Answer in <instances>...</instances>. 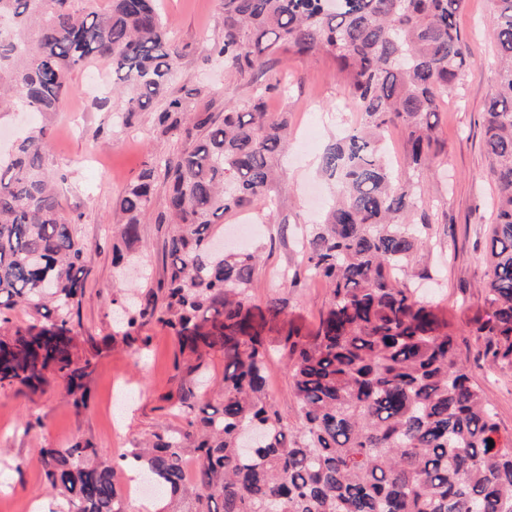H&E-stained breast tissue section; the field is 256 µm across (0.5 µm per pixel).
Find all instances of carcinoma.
I'll list each match as a JSON object with an SVG mask.
<instances>
[{
    "label": "carcinoma",
    "instance_id": "1",
    "mask_svg": "<svg viewBox=\"0 0 512 512\" xmlns=\"http://www.w3.org/2000/svg\"><path fill=\"white\" fill-rule=\"evenodd\" d=\"M465 0H222L224 37L211 55L260 87L251 109L213 110L180 96L169 76L183 57L157 0H0V112L41 118L0 154V389L43 393L65 383L85 406L92 363L73 335L87 245L62 212L47 139L55 112L85 60L112 61L125 120L153 105L157 134L175 141L116 200L120 264L140 239L153 198L155 223L171 224L163 297L112 304L124 313L109 337L132 338L147 321L175 336V369L198 376L224 358L221 402L198 406L190 385L171 405L186 425L152 434L131 459L137 479L168 498L160 512H512V436L459 360L448 322L400 279L423 245V228L400 219L416 206L393 188L382 141L400 123L418 169L432 148L439 103L461 85L469 51L456 18ZM490 24L500 69L483 115L487 178L494 184L490 237L492 362L512 367V0H494ZM331 52L359 123L326 148L321 170L336 184L322 222L303 236L306 270L330 289L326 313L302 332L287 302L248 294L257 249L212 251L213 226L266 191L291 126L262 94L281 86L272 56ZM21 310L31 322L12 326ZM289 350L298 424L283 423L266 388L270 334ZM494 446H489L488 440ZM197 460L188 477L189 458ZM52 512H128L112 455L76 439L40 449Z\"/></svg>",
    "mask_w": 512,
    "mask_h": 512
}]
</instances>
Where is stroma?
<instances>
[{"instance_id": "stroma-1", "label": "stroma", "mask_w": 512, "mask_h": 512, "mask_svg": "<svg viewBox=\"0 0 512 512\" xmlns=\"http://www.w3.org/2000/svg\"><path fill=\"white\" fill-rule=\"evenodd\" d=\"M161 12L183 47V57L170 80L172 92L196 87L201 102L215 109L232 103L247 110L254 89L210 58L209 46L224 36L220 0H160ZM492 0H466L457 25L470 46L468 67L459 93L442 98L435 129L437 155L418 170L407 167L404 146L407 131H388L387 158L398 185L408 188L420 204L407 221L426 225L425 243L412 262V285L421 301L438 310L456 336L457 350L472 380L494 406L503 432L512 433V367L493 364L476 334L491 307L484 291L489 279L487 262L493 221L495 189L486 178L482 116L497 80L498 54L489 17ZM289 79V90L266 96L270 110L290 113V144L280 157V174L269 194L273 211L248 210L226 217L224 242L234 246L243 221L253 226L252 241L263 245L262 260L250 288L252 299L264 303L276 296L288 304V315L313 330L327 310L330 293L319 280L293 285L289 274L305 267L302 236L318 223L331 186L319 173L321 156L334 138L354 125L358 113L337 73L335 57L322 49L299 57L280 54L275 66ZM73 91L53 119L49 161L58 179L66 217L75 220L87 244L84 291L74 310V327L82 352L99 347L93 359L86 407L75 410L62 385L42 395L0 390V512H34L51 505L45 490L39 451L63 447L80 438L97 448L121 453L151 436L159 426L174 429L184 424L170 414L167 398L187 384L174 368L175 341L171 333L147 323L141 339L106 344L115 328L112 297L126 289L145 294L157 290L167 257L164 242L169 227L154 215L165 206L156 195L153 216L140 228L137 250L150 266L151 276L116 272L112 266L113 206L144 164L173 152L174 143L157 136L155 112L137 113L121 123V94L114 91L111 63L92 60L72 75ZM270 396L288 426L297 423V405L290 393L288 361L275 348L267 368ZM42 424L24 430L26 421Z\"/></svg>"}]
</instances>
